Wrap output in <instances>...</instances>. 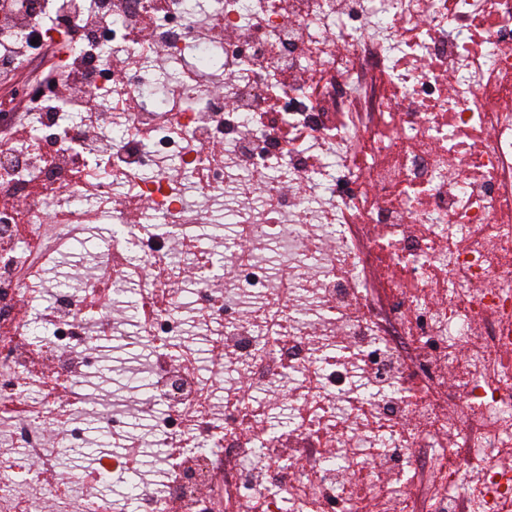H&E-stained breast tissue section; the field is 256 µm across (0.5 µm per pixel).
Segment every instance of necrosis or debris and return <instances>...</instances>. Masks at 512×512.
Here are the masks:
<instances>
[{
  "instance_id": "4bbe7bcc",
  "label": "necrosis or debris",
  "mask_w": 512,
  "mask_h": 512,
  "mask_svg": "<svg viewBox=\"0 0 512 512\" xmlns=\"http://www.w3.org/2000/svg\"><path fill=\"white\" fill-rule=\"evenodd\" d=\"M60 38L71 93L0 98V512H113L141 467L108 413L91 476L55 465L127 283L140 512H512V0H0V68ZM111 229V224H86L77 229V233L65 248L54 254L55 262L45 275L50 286L47 288L46 298H52L57 289L75 291L80 287L81 280L91 273L97 257L105 250L111 237ZM84 268H90L88 274L80 277L75 275L77 269ZM155 455L154 457L146 458L149 462V465L142 468L140 474L138 472H131L127 475H124L123 478L111 483L112 489L110 492L106 493V496L112 500V502L117 503L118 507L125 509L124 511L120 512H136L133 511L135 507L134 500H132L127 495L128 486L136 482L141 484L153 478V474L157 471V466L155 465Z\"/></svg>"
}]
</instances>
